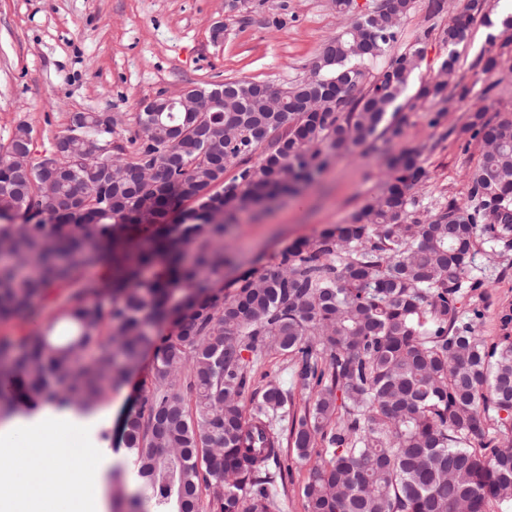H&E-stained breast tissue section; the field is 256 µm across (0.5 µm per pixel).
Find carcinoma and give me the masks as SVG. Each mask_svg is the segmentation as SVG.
Instances as JSON below:
<instances>
[{"label": "carcinoma", "mask_w": 512, "mask_h": 512, "mask_svg": "<svg viewBox=\"0 0 512 512\" xmlns=\"http://www.w3.org/2000/svg\"><path fill=\"white\" fill-rule=\"evenodd\" d=\"M333 4L348 26L289 86L230 81L209 112L195 111L208 88L181 108L160 94L124 146L120 120L100 112L70 115L38 160L24 121L0 144V318L27 319L54 289L81 283L61 334L50 324L17 347L0 341V416L16 411V376L32 403L91 412L152 350L122 436L154 512L275 507L268 466L288 472L276 420L291 394L272 380L256 387L245 351L291 357L308 391L287 438L314 461L306 512L512 507V314L489 338L479 307H460L482 287L469 272L477 246L512 252V120L478 110L465 128L483 145L470 206L418 208L428 172L403 149L384 190L348 221L292 243L272 270L243 273L228 297L205 285L224 269V228L239 213L295 193L379 135L401 136L387 114L401 111L429 36L397 50L414 0L356 16L352 0ZM486 11L463 0L441 30L448 56L416 98L468 97L451 47ZM165 321L175 334L153 335Z\"/></svg>", "instance_id": "1"}]
</instances>
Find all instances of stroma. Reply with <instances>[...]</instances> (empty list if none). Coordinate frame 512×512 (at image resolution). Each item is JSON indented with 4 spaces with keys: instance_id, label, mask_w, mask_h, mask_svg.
Listing matches in <instances>:
<instances>
[{
    "instance_id": "1",
    "label": "stroma",
    "mask_w": 512,
    "mask_h": 512,
    "mask_svg": "<svg viewBox=\"0 0 512 512\" xmlns=\"http://www.w3.org/2000/svg\"><path fill=\"white\" fill-rule=\"evenodd\" d=\"M430 0H415L401 24L400 47L429 32L417 80L433 76L448 48L439 38L459 0H445L444 15L432 16ZM343 26L331 0H247L227 14L224 0H0V138L28 122L36 148L48 145L74 112H107L131 129L142 100L233 81H260L281 87L308 75L322 43ZM458 75L471 88L466 99L415 101L400 115L401 139L378 138L365 154L335 160L311 184L264 210L240 213L224 231L230 265L211 278L228 287L242 272L275 268L281 250L292 242L345 223L384 181V160L403 148L418 147L429 172L414 195L423 207L439 210L447 201L468 205L469 173L482 147L469 141L464 126L475 110L487 117L512 119V30L488 31L474 23L456 48ZM502 54L499 69L487 72L479 57ZM479 279L484 317L482 335H501L499 314L512 309V254L494 256L478 248L471 267ZM71 289L55 290L35 322L0 319V339L15 341L31 328L62 319ZM145 353L127 381L112 389L94 410L95 430L113 433L102 478L107 485L105 512H129L140 491L132 456L115 435L121 418L139 405L142 381L152 368ZM257 375L277 380L302 409L307 397L289 357L263 355Z\"/></svg>"
}]
</instances>
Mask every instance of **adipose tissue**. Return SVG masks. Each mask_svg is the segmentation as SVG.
Segmentation results:
<instances>
[{
  "mask_svg": "<svg viewBox=\"0 0 512 512\" xmlns=\"http://www.w3.org/2000/svg\"><path fill=\"white\" fill-rule=\"evenodd\" d=\"M47 412L51 427H0V512H89L105 496L100 468L105 449L90 445L84 423Z\"/></svg>",
  "mask_w": 512,
  "mask_h": 512,
  "instance_id": "ef3b65f1",
  "label": "adipose tissue"
}]
</instances>
